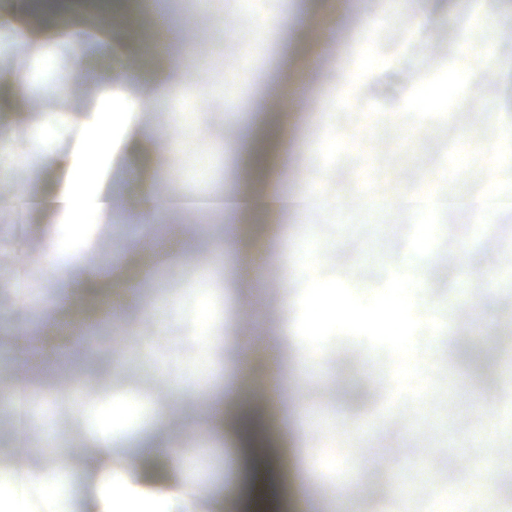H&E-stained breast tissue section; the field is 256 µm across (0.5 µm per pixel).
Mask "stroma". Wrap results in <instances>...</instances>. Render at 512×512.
<instances>
[{
  "mask_svg": "<svg viewBox=\"0 0 512 512\" xmlns=\"http://www.w3.org/2000/svg\"><path fill=\"white\" fill-rule=\"evenodd\" d=\"M311 0H139V10L164 14L170 30L182 31L151 58H144L139 34L124 23L107 33L118 49L99 53L104 34L87 32L79 0H67L57 23L29 17L32 36L17 46L11 17L18 0H0V70L23 65L24 99L8 118L10 135L0 160V384L16 374L10 353L18 319L43 330L48 314L82 322L78 300L65 296L58 271L80 282L95 268L107 289L122 293L120 311L104 313L88 334L61 337L70 354L65 365L30 374L29 395L49 404V424H36L22 450L29 464L53 470L67 458L58 486H28L25 512H57L66 495L72 512H95L92 487L110 495L114 479L152 466L139 440L151 434L174 439L180 463L169 475L184 490L170 512H246L237 494L244 475L231 440L209 426L211 402L226 398L225 425L239 412L264 418L262 438L282 483L285 512H296L300 495L313 493L311 512H339L342 485L329 479L320 460L345 459L348 446L311 427L316 411L365 425L356 479L361 497L356 512H448V498L433 499L440 478H461V445L447 440L433 467L420 463L423 446L398 421L409 404L393 399L388 419L370 424L387 398L371 370L380 352L349 345L333 355L300 358L292 331L291 300L298 285L288 253L302 212L262 214L239 221L237 251L222 253L220 215L209 222L177 215L167 224H149L140 215H86L81 225L61 213L2 206L20 189L35 195L48 178L47 161L67 155L79 135V121L107 98H136L153 85L165 86L153 111L139 117L145 150L116 152L104 161L102 189L131 195L150 188L164 196L231 194L253 185L241 164L247 137L264 117L276 153L274 185L291 195L315 190L354 197L385 181L388 192L422 189L451 199L469 197L486 183L484 163L464 168L453 162L457 147L474 150L497 138L512 121V73L490 70L471 89L461 84L464 64L458 44L469 37L496 60H512V0H325L310 13ZM421 26H409L411 16ZM375 23L362 35L367 17ZM269 19L257 31L254 18ZM81 34L90 58L73 70L72 37ZM57 66L44 71L42 57ZM223 72L207 96L186 95L198 65ZM361 89L349 105L336 106L346 78ZM66 80L68 93L48 90ZM447 87L446 98L428 114L415 112L422 94ZM287 108H280L281 97ZM456 120H449V113ZM194 141L200 163L184 167L167 150V138ZM446 171L444 179L435 174ZM359 228L372 239L358 247L343 235L322 239L338 246L351 266L354 289L370 295L384 276L430 264L421 285L417 313L437 320L442 331L423 332L418 363L431 375L442 364L461 384L464 413L476 402L494 405L488 426L469 443L476 455L467 467L488 470L502 502L512 501V402L504 401L512 364V210L488 224L463 209L419 216L373 212ZM163 237L166 250L152 253L151 239ZM193 241L192 252L179 242ZM265 251L269 265L256 270L250 258ZM492 279L483 309L472 314L469 284ZM482 362L474 371V362ZM112 437L114 467L100 473L91 441Z\"/></svg>",
  "mask_w": 512,
  "mask_h": 512,
  "instance_id": "stroma-1",
  "label": "stroma"
}]
</instances>
